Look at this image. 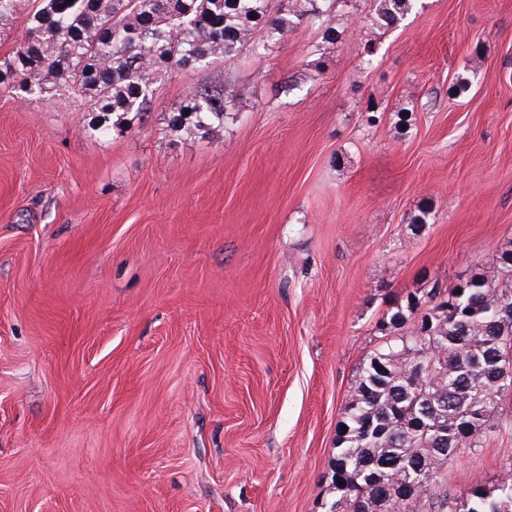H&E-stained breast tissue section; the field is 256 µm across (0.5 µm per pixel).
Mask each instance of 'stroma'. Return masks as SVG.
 Here are the masks:
<instances>
[{"instance_id": "1", "label": "stroma", "mask_w": 512, "mask_h": 512, "mask_svg": "<svg viewBox=\"0 0 512 512\" xmlns=\"http://www.w3.org/2000/svg\"><path fill=\"white\" fill-rule=\"evenodd\" d=\"M372 5L174 71L107 136L0 93V512H328L378 323L512 246V0H415L368 66ZM202 87L236 112L171 131ZM500 412L450 494L512 483Z\"/></svg>"}]
</instances>
